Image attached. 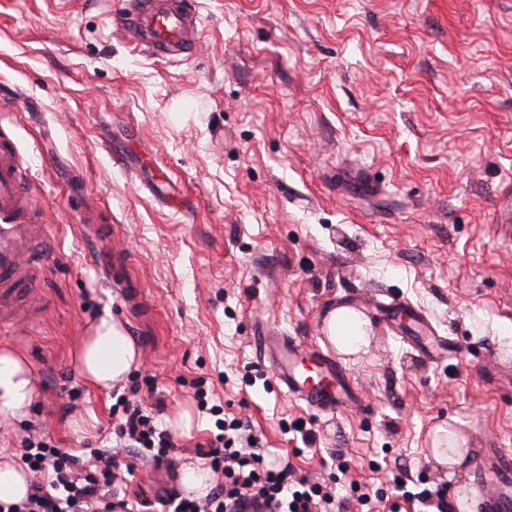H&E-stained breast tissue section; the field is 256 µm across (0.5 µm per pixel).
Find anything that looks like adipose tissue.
I'll return each mask as SVG.
<instances>
[{
	"label": "adipose tissue",
	"mask_w": 512,
	"mask_h": 512,
	"mask_svg": "<svg viewBox=\"0 0 512 512\" xmlns=\"http://www.w3.org/2000/svg\"><path fill=\"white\" fill-rule=\"evenodd\" d=\"M325 332L344 355H355L369 345L370 328L352 307L330 312ZM140 364V354L125 325L104 317L95 323L76 353V368L83 380L98 390H108L126 379ZM34 399V387L24 358L0 352V415L24 418Z\"/></svg>",
	"instance_id": "ef3b65f1"
}]
</instances>
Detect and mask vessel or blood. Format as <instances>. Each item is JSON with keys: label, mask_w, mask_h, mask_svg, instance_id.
<instances>
[{"label": "vessel or blood", "mask_w": 512, "mask_h": 512, "mask_svg": "<svg viewBox=\"0 0 512 512\" xmlns=\"http://www.w3.org/2000/svg\"><path fill=\"white\" fill-rule=\"evenodd\" d=\"M117 29L127 44L180 62L200 47L195 0H117ZM26 163L10 137L0 136V335L34 322L35 283L51 252L49 226L34 204ZM253 343L279 389L321 413L358 399L349 373L274 326H261ZM472 512H512V450L490 443L472 474Z\"/></svg>", "instance_id": "1"}]
</instances>
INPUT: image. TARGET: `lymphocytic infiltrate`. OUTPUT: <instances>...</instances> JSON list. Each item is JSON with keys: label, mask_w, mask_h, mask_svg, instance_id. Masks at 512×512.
Returning <instances> with one entry per match:
<instances>
[{"label": "lymphocytic infiltrate", "mask_w": 512, "mask_h": 512, "mask_svg": "<svg viewBox=\"0 0 512 512\" xmlns=\"http://www.w3.org/2000/svg\"><path fill=\"white\" fill-rule=\"evenodd\" d=\"M131 385L122 397V412L113 430L122 448L135 451L155 467L172 469L175 445L158 430ZM216 445L202 451L212 471L222 474L202 496L167 489L157 500L141 499L142 512L156 507L168 512H350L352 503L369 506L363 485L350 483V493L339 496L308 478H295L290 462L267 464L264 449L248 423L236 417L217 419ZM21 459L33 475L25 499L0 500V512H130L129 502L116 498L111 487L121 465L117 453L101 452L93 465L40 438L22 442Z\"/></svg>", "instance_id": "f902f5d3"}]
</instances>
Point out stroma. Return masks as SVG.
Listing matches in <instances>:
<instances>
[{
  "label": "stroma",
  "instance_id": "obj_1",
  "mask_svg": "<svg viewBox=\"0 0 512 512\" xmlns=\"http://www.w3.org/2000/svg\"><path fill=\"white\" fill-rule=\"evenodd\" d=\"M201 46L170 63L133 50L114 0H0V106L25 156L53 253L37 321L0 337L29 363L27 420L0 417L19 459L27 425L76 454L112 448L113 398L74 357L91 324L122 320L141 401L177 445L214 440L194 398L247 419L271 459L344 493L448 487L470 512L478 451L512 448V243L494 230L512 188V0H198ZM372 328L340 356L327 314ZM447 339L411 341L410 312ZM274 323L338 356L361 404L315 413L262 382L251 341ZM190 411V434L173 420ZM317 431L296 453L287 430ZM465 467L434 461L436 427ZM343 451L346 471L332 457ZM113 488L155 498L168 471L121 451Z\"/></svg>",
  "mask_w": 512,
  "mask_h": 512
}]
</instances>
